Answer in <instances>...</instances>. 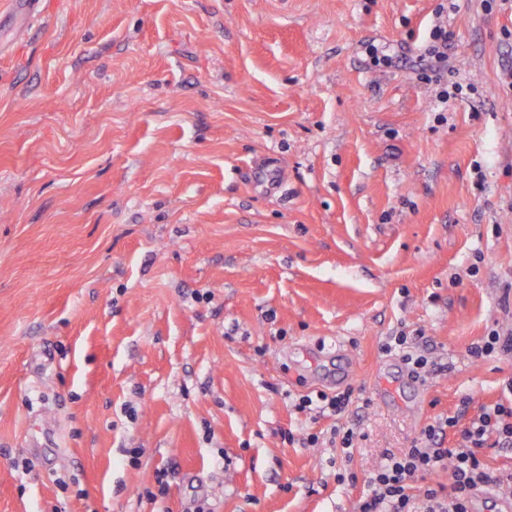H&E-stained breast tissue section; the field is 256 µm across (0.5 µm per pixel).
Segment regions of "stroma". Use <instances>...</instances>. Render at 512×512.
Listing matches in <instances>:
<instances>
[{"instance_id": "stroma-1", "label": "stroma", "mask_w": 512, "mask_h": 512, "mask_svg": "<svg viewBox=\"0 0 512 512\" xmlns=\"http://www.w3.org/2000/svg\"><path fill=\"white\" fill-rule=\"evenodd\" d=\"M447 2L0 0V512H356L500 398L512 0H455L430 83ZM509 336L501 337L499 332H494L491 336H488L487 341L482 345H475L469 348V355L475 359L484 358L491 355L496 350L511 354L512 352V332L507 334ZM352 391L337 394L329 397L326 394H320L317 396V400L314 401L310 396H304L299 399L296 407L301 411H315L319 415L337 416L340 415L349 406L352 399Z\"/></svg>"}]
</instances>
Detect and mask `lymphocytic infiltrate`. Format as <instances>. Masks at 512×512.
Returning <instances> with one entry per match:
<instances>
[{
    "label": "lymphocytic infiltrate",
    "instance_id": "obj_1",
    "mask_svg": "<svg viewBox=\"0 0 512 512\" xmlns=\"http://www.w3.org/2000/svg\"><path fill=\"white\" fill-rule=\"evenodd\" d=\"M507 399L481 408L467 424L451 416L429 425L420 441L400 454L387 455L368 478L369 494L358 512H471L476 491L497 487L512 493V473L490 472L480 458L487 445L512 447V381ZM458 430L454 446L441 447L445 430ZM450 467L447 487H414L415 478Z\"/></svg>",
    "mask_w": 512,
    "mask_h": 512
}]
</instances>
